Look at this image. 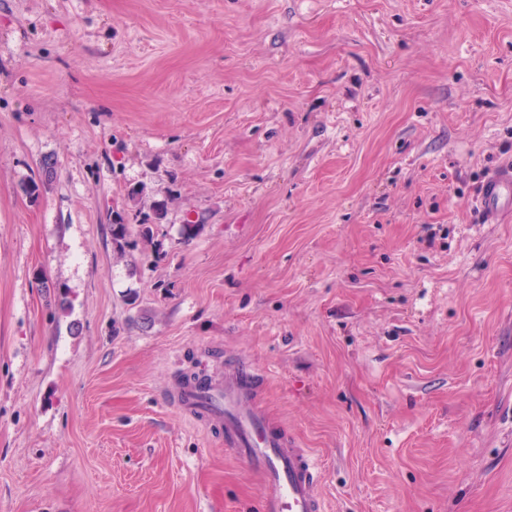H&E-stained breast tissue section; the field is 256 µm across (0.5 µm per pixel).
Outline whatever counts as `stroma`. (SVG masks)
I'll list each match as a JSON object with an SVG mask.
<instances>
[{"label": "stroma", "mask_w": 512, "mask_h": 512, "mask_svg": "<svg viewBox=\"0 0 512 512\" xmlns=\"http://www.w3.org/2000/svg\"><path fill=\"white\" fill-rule=\"evenodd\" d=\"M504 164L512 0H0V512H260L237 360L325 512H512ZM482 204L489 217L512 206V167L499 170L482 188ZM258 381L259 375L243 363L224 379L181 383L175 396L193 418L223 422L224 450L261 479V512H323L319 471L295 438L270 427L256 401Z\"/></svg>", "instance_id": "stroma-1"}]
</instances>
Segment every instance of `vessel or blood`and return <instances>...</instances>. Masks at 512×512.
I'll list each match as a JSON object with an SVG mask.
<instances>
[{"label": "vessel or blood", "mask_w": 512, "mask_h": 512, "mask_svg": "<svg viewBox=\"0 0 512 512\" xmlns=\"http://www.w3.org/2000/svg\"><path fill=\"white\" fill-rule=\"evenodd\" d=\"M482 204L492 217L512 207V167L485 182ZM258 381V374L244 364L215 381L179 384L176 399L193 418L223 423L226 451L261 479V512H324L314 461L295 438L270 427L256 401Z\"/></svg>", "instance_id": "b4317fda"}]
</instances>
